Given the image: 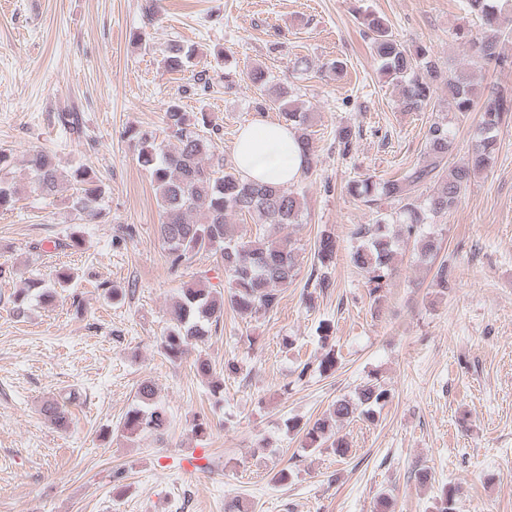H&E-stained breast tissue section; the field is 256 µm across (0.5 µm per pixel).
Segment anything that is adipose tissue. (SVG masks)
<instances>
[{
  "label": "adipose tissue",
  "mask_w": 512,
  "mask_h": 512,
  "mask_svg": "<svg viewBox=\"0 0 512 512\" xmlns=\"http://www.w3.org/2000/svg\"><path fill=\"white\" fill-rule=\"evenodd\" d=\"M233 163L245 180L287 186L301 177L304 157L287 125L267 122L241 130Z\"/></svg>",
  "instance_id": "obj_1"
}]
</instances>
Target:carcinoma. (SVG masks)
Returning a JSON list of instances; mask_svg holds the SVG:
<instances>
[{"mask_svg":"<svg viewBox=\"0 0 512 512\" xmlns=\"http://www.w3.org/2000/svg\"><path fill=\"white\" fill-rule=\"evenodd\" d=\"M512 0H466L470 15L480 22L481 30L474 34L458 31L456 37L471 52L476 62L505 70L512 65L502 51V44L512 37V28L505 26V12ZM363 26L371 48L380 64V71L400 89V106L405 112H419L436 105L438 91H448L454 111L467 114L474 111L475 88L470 73L463 68L442 70L426 48L410 49L392 33L380 18L368 14ZM193 50L173 45L164 57L170 71H181L192 58ZM280 109L286 125L296 130V141L306 161L305 172L314 165L308 134V115L287 100L283 94L272 99ZM512 116V89H491L480 107L479 123L465 155L453 165L448 159L454 148V131L449 123L437 120L425 135L424 156L420 163L400 177L377 183L369 178L352 184L350 193L368 206L376 208L386 203L400 204L399 216L379 213L374 224H359L353 237L360 244L351 252L353 266L363 275L369 295H376L394 271L395 249L400 241H414L422 258L436 257L438 245L434 238L422 232V226L453 210L468 184L492 164L499 125ZM164 121L177 145L167 150L146 132H136L138 161L152 178L163 221L159 237L168 252L170 267L177 269L192 257L221 251L227 277L224 292H213L199 285L181 289L179 300L169 312L170 326L163 334L160 347L172 361L182 359L191 345L208 341L212 327L224 317V305H229L242 317L278 307L280 294L297 276L298 258L288 242L274 244L265 235L245 240L235 234L228 216L249 215L257 224L288 225L298 223L303 206L300 194L279 185L257 184L243 180L237 173L225 171L223 159L217 154V143L205 132L211 125L206 114L189 120L181 107L173 102L164 113ZM360 132L353 125L336 129V142L342 154H347ZM33 190L47 198L70 193L72 209L80 217L95 218L101 214L103 188L84 165L63 172L56 155L38 150L27 160ZM425 189L427 195L418 202L413 194ZM19 190L16 184L0 180V209L14 203ZM338 243L334 233L325 231L315 242L314 259L309 280L315 289L331 287L329 269L335 264ZM455 266L442 260L436 267L433 281L439 288H448ZM75 279L68 269L57 271L52 284L31 281L27 288L14 294V310L22 314L29 292L39 290L38 297L52 300L57 290L67 288ZM157 390L150 380L143 381L136 392V403L125 416L122 431L126 434L160 435L167 427V417L156 400ZM391 399L390 390L380 382L371 381L357 392V400H336L329 416L319 419L307 429V447L318 449L331 443L336 454L345 456L348 445L332 438L330 422L347 421L356 415L374 419L376 409ZM459 487L441 488L437 512H456Z\"/></svg>","mask_w":512,"mask_h":512,"instance_id":"cac0c4a2","label":"carcinoma"}]
</instances>
